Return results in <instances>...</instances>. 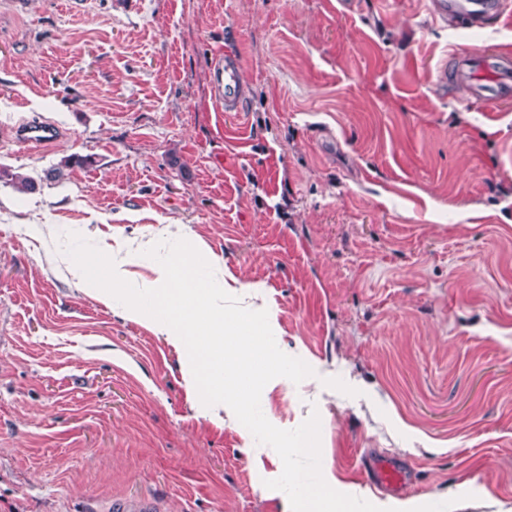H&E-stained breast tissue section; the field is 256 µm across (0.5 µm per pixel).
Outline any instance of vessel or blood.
I'll return each instance as SVG.
<instances>
[{
  "instance_id": "b4317fda",
  "label": "vessel or blood",
  "mask_w": 512,
  "mask_h": 512,
  "mask_svg": "<svg viewBox=\"0 0 512 512\" xmlns=\"http://www.w3.org/2000/svg\"><path fill=\"white\" fill-rule=\"evenodd\" d=\"M432 12L443 22L469 29L497 24L507 10L506 0H431ZM216 93L228 112L239 111L243 86L236 59L224 57L215 64ZM453 82L467 86L472 101L500 107L512 102V54L501 51L466 50L454 61ZM58 137L53 124L28 121L15 129V138L25 145H47ZM372 479L382 488L394 491L406 481L404 468L390 458H375L369 463Z\"/></svg>"
}]
</instances>
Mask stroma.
Here are the masks:
<instances>
[{"label":"stroma","mask_w":512,"mask_h":512,"mask_svg":"<svg viewBox=\"0 0 512 512\" xmlns=\"http://www.w3.org/2000/svg\"><path fill=\"white\" fill-rule=\"evenodd\" d=\"M427 2L0 0V512H291L279 455L71 273L68 232L136 285L141 244L206 242L315 371L270 381L265 417L318 411L323 470L364 497L380 455L397 498L512 512V106L438 83L460 50L512 52V11L463 30ZM31 120L57 141L18 143ZM216 93L224 103V112H238L242 104L243 86L239 63L235 58H220L213 68ZM371 478L388 491L399 489L406 481V471L391 458H374L369 462Z\"/></svg>","instance_id":"35a3bbf8"}]
</instances>
